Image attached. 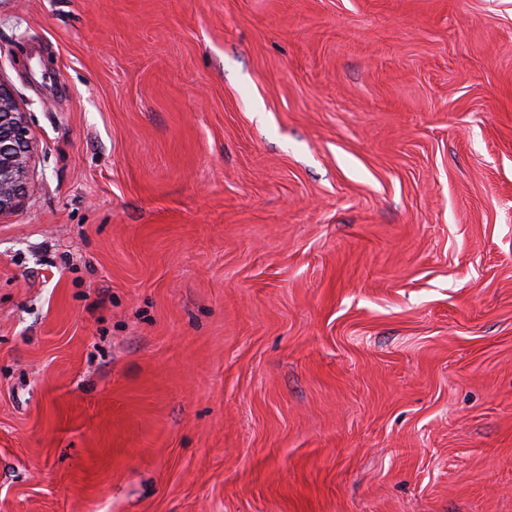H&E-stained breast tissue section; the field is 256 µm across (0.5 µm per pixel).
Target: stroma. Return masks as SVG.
<instances>
[{"label": "stroma", "instance_id": "stroma-1", "mask_svg": "<svg viewBox=\"0 0 512 512\" xmlns=\"http://www.w3.org/2000/svg\"><path fill=\"white\" fill-rule=\"evenodd\" d=\"M0 512H512V0H0ZM0 215L14 209L25 192L33 134L12 86L0 77Z\"/></svg>", "mask_w": 512, "mask_h": 512}]
</instances>
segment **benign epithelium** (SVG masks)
Here are the masks:
<instances>
[{"label": "benign epithelium", "mask_w": 512, "mask_h": 512, "mask_svg": "<svg viewBox=\"0 0 512 512\" xmlns=\"http://www.w3.org/2000/svg\"><path fill=\"white\" fill-rule=\"evenodd\" d=\"M0 215L14 209L25 192L33 134L12 86L0 76Z\"/></svg>", "instance_id": "1"}]
</instances>
